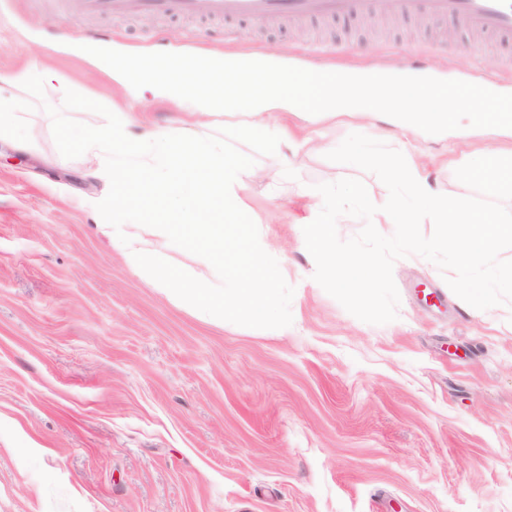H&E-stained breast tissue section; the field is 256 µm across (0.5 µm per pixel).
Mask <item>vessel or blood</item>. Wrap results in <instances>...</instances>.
I'll use <instances>...</instances> for the list:
<instances>
[{"label":"vessel or blood","instance_id":"obj_1","mask_svg":"<svg viewBox=\"0 0 512 512\" xmlns=\"http://www.w3.org/2000/svg\"><path fill=\"white\" fill-rule=\"evenodd\" d=\"M63 14L186 16L232 23H306L345 15L449 19L488 42L512 46V0H59Z\"/></svg>","mask_w":512,"mask_h":512}]
</instances>
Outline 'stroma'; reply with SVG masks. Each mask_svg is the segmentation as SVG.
<instances>
[{"mask_svg":"<svg viewBox=\"0 0 512 512\" xmlns=\"http://www.w3.org/2000/svg\"><path fill=\"white\" fill-rule=\"evenodd\" d=\"M52 0L0 8V97L18 101L0 140V512H512V303L477 312L432 262L395 261L396 320L365 323L314 280L303 228L316 186L372 173L327 160L361 133L409 155L444 194L454 172L512 129L430 135L372 112L259 117L302 146L278 145L241 173L262 247L294 287L293 322L239 326L156 288L112 243L95 208L104 161L64 158L45 105L59 86L132 115L181 120L204 136L231 115H185L153 91L128 92L86 46L205 57L305 56L325 68L399 72L424 49L448 75L477 72L512 93V51H490L451 21L398 18L325 27L145 16L56 15ZM54 78L44 101L14 82Z\"/></svg>","mask_w":512,"mask_h":512,"instance_id":"obj_1","label":"stroma"}]
</instances>
